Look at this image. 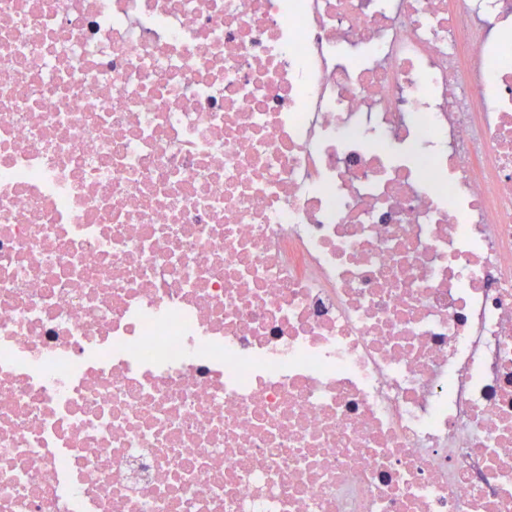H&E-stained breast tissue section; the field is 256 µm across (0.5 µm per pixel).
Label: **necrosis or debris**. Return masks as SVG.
Here are the masks:
<instances>
[{
  "label": "necrosis or debris",
  "instance_id": "1",
  "mask_svg": "<svg viewBox=\"0 0 512 512\" xmlns=\"http://www.w3.org/2000/svg\"><path fill=\"white\" fill-rule=\"evenodd\" d=\"M0 512H512V0H0Z\"/></svg>",
  "mask_w": 512,
  "mask_h": 512
}]
</instances>
